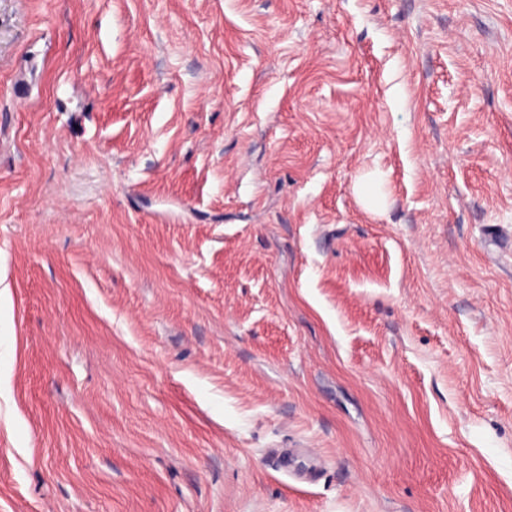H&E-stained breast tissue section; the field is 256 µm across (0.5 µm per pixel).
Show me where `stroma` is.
<instances>
[{
    "instance_id": "obj_1",
    "label": "stroma",
    "mask_w": 512,
    "mask_h": 512,
    "mask_svg": "<svg viewBox=\"0 0 512 512\" xmlns=\"http://www.w3.org/2000/svg\"><path fill=\"white\" fill-rule=\"evenodd\" d=\"M0 512H512V0H0Z\"/></svg>"
}]
</instances>
